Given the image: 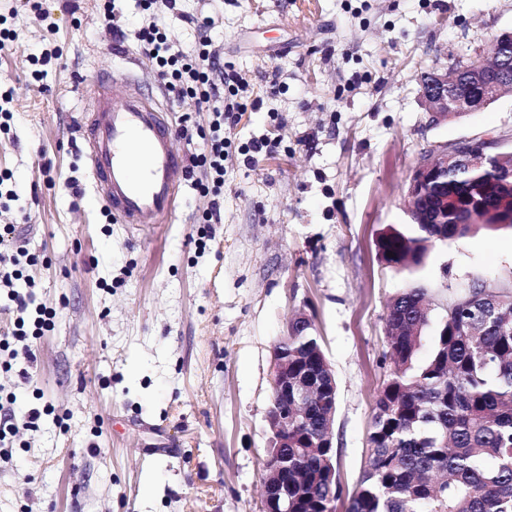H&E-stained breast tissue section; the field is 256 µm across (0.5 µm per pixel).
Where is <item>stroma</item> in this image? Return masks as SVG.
<instances>
[{
    "label": "stroma",
    "instance_id": "35a3bbf8",
    "mask_svg": "<svg viewBox=\"0 0 512 512\" xmlns=\"http://www.w3.org/2000/svg\"><path fill=\"white\" fill-rule=\"evenodd\" d=\"M114 8L127 57L104 20ZM184 51L208 38L241 79L225 128L223 221L183 184L169 224H117L91 180L82 81L123 71L161 89L135 39L147 16ZM512 0H0V174L36 266L17 281L54 311L32 359L0 370L17 428L0 458V512H259L274 344L311 319L337 383L334 463L347 512L391 366L385 317L404 279L376 239L405 224L427 150L512 131V92L441 125L416 75L487 56ZM268 137L249 165L240 146ZM512 281V231L436 245L415 275L446 316L449 289ZM40 410L37 429L25 425Z\"/></svg>",
    "mask_w": 512,
    "mask_h": 512
}]
</instances>
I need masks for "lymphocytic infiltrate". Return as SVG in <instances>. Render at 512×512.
<instances>
[{
	"mask_svg": "<svg viewBox=\"0 0 512 512\" xmlns=\"http://www.w3.org/2000/svg\"><path fill=\"white\" fill-rule=\"evenodd\" d=\"M135 38L141 52L156 61L158 76L166 90L183 98L196 99L199 109L209 115V134L201 153L193 155L186 177L201 193L212 198L210 207L202 215L203 223H221L219 197L224 189V158L228 146L224 127L235 124L243 110L237 100V76L223 71L219 55L209 42H201L195 53H185L168 40L154 18H147Z\"/></svg>",
	"mask_w": 512,
	"mask_h": 512,
	"instance_id": "lymphocytic-infiltrate-1",
	"label": "lymphocytic infiltrate"
}]
</instances>
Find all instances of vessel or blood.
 <instances>
[{
  "instance_id": "1",
  "label": "vessel or blood",
  "mask_w": 512,
  "mask_h": 512,
  "mask_svg": "<svg viewBox=\"0 0 512 512\" xmlns=\"http://www.w3.org/2000/svg\"><path fill=\"white\" fill-rule=\"evenodd\" d=\"M96 100L82 130L93 183L120 224H165L183 173L165 112L139 81L105 75L89 88ZM141 154L139 176L131 159Z\"/></svg>"
}]
</instances>
